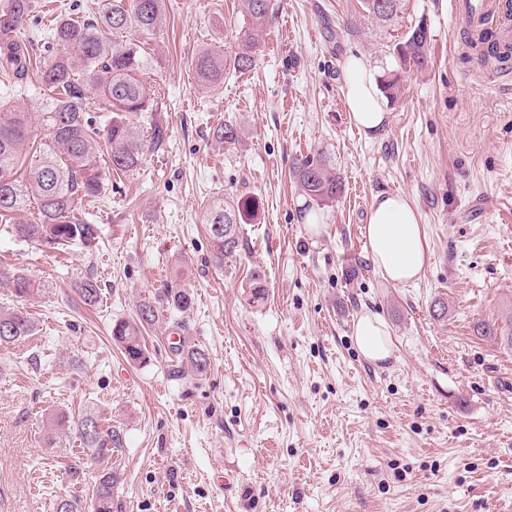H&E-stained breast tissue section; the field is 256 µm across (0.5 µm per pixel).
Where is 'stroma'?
<instances>
[{
	"label": "stroma",
	"mask_w": 512,
	"mask_h": 512,
	"mask_svg": "<svg viewBox=\"0 0 512 512\" xmlns=\"http://www.w3.org/2000/svg\"><path fill=\"white\" fill-rule=\"evenodd\" d=\"M270 2L254 67L205 92L192 56L236 45L241 4L167 0L143 75L165 140L86 203L95 247L49 250L0 228V268L47 287L20 304L0 285V307L35 326L0 347V512L90 497L108 468L115 512H512V343L478 333L512 327V232L497 221L512 204V76L477 62L454 0H402L385 24L362 0ZM96 3L54 0L21 35L43 46L54 14ZM422 21L428 64L403 72L386 124L365 136L349 119L345 62L396 68L394 44ZM221 123L241 128L239 143L215 142ZM318 151L344 184L324 206L291 176ZM381 192L419 211L428 253L413 283L384 281L369 258L361 228ZM217 194L258 202L220 264L203 223ZM84 278L96 306L76 293ZM170 282L191 288L192 308L163 310L143 333L147 363L128 362L113 323ZM368 310L392 333L377 364L353 339ZM182 338L205 352V376L175 354ZM60 412L94 415L121 448L99 457L54 433Z\"/></svg>",
	"instance_id": "stroma-1"
}]
</instances>
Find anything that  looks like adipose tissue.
<instances>
[{
    "label": "adipose tissue",
    "instance_id": "adipose-tissue-1",
    "mask_svg": "<svg viewBox=\"0 0 512 512\" xmlns=\"http://www.w3.org/2000/svg\"><path fill=\"white\" fill-rule=\"evenodd\" d=\"M346 104L352 123L364 133L381 128L387 119L378 80L364 59L346 64ZM371 262L381 277L394 284L414 281L421 274L428 251L420 214L403 195L376 194L362 228ZM358 350L370 361L390 357L393 343L389 326L378 313L358 317L353 329Z\"/></svg>",
    "mask_w": 512,
    "mask_h": 512
}]
</instances>
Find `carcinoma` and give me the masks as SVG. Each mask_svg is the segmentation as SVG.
Masks as SVG:
<instances>
[{
    "mask_svg": "<svg viewBox=\"0 0 512 512\" xmlns=\"http://www.w3.org/2000/svg\"><path fill=\"white\" fill-rule=\"evenodd\" d=\"M244 8V38L227 55L201 47L194 56L197 87L214 91L224 84V70L252 68L264 34L273 23L270 0H241ZM379 0H364V9L378 21H390L401 0H389V12L378 7ZM35 11V0H4L0 4V72L21 81L30 69L37 71L43 100L37 112H8L0 102V224L24 240L51 249L72 242L86 247L95 243L97 226L90 223L83 203L100 198L112 187V175H129L143 162L146 142L159 147L162 127L153 120L158 92L142 79L148 67L145 43L162 26L164 0H101L98 10L79 19L60 18L53 22L50 42L44 53H33L32 41L15 34ZM429 36L421 25L411 28L393 48L398 69L381 77V91L396 99L404 90L401 72L427 64ZM91 112H110L103 127L95 125ZM151 130L144 139L142 123ZM240 128L223 124L213 130L219 143L234 144ZM300 190L317 205L332 202L343 191L321 153L303 157L293 166ZM257 200L251 196L227 201L217 195L207 202L204 220L215 258L222 262L238 246L237 225L253 216ZM0 282L25 300L38 296L40 286L21 272L0 270ZM82 301L95 305L100 289L86 278L77 285ZM179 310L191 306L190 289L172 285L155 301L139 304L137 318L117 320L112 339L122 348L127 361L144 364L147 351L142 329L159 318V303ZM34 324L23 311L0 308V346H10L32 335ZM193 372L201 376L209 367L204 351L186 347ZM52 425L67 430L73 425L67 416L53 419ZM83 444L99 454L121 447L120 434L99 430L98 419L87 416L74 425ZM114 475H99L85 505L78 496L63 497L54 503V512H113Z\"/></svg>",
    "mask_w": 512,
    "mask_h": 512,
    "instance_id": "carcinoma-1",
    "label": "carcinoma"
}]
</instances>
